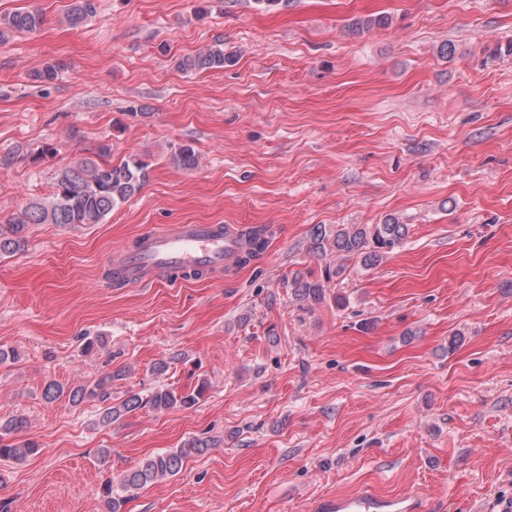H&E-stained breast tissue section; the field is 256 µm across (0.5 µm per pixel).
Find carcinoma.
Masks as SVG:
<instances>
[{
	"label": "carcinoma",
	"mask_w": 512,
	"mask_h": 512,
	"mask_svg": "<svg viewBox=\"0 0 512 512\" xmlns=\"http://www.w3.org/2000/svg\"><path fill=\"white\" fill-rule=\"evenodd\" d=\"M97 12L95 0H71L65 20L72 26L81 24ZM388 24V17H365L350 24L355 34ZM43 14L31 9L0 15V40L14 33H33L43 27ZM232 57L224 55L221 48L208 47L194 55L186 56L178 63L183 71L219 70ZM108 148L102 147L93 157L75 160L59 171L54 192L45 202H33L19 214L0 224V258L9 257L25 248L27 232L33 224H101L117 206L127 202L140 192L147 179V165L133 157L119 165L106 158ZM183 168L198 163L195 150L185 145L173 157ZM409 234V225L389 216L380 224H341L336 229L320 225L311 232V250L319 255L331 253L341 260L328 264L317 277H297L292 281L293 294L305 309H312L326 301L327 289L335 280L343 277L346 261L354 257L365 268L376 266L383 256L398 247ZM267 229L255 228L247 232L239 263L246 265L256 259L266 248ZM121 376L108 372L94 383L78 386L68 393V399L76 404L87 398L103 403L112 399V378ZM204 393V388L178 393L170 388H158L143 398L137 394L128 397L118 407L108 406L101 416L102 423H110L122 412H133L149 406L156 411L171 408H190ZM27 426L25 418L15 416L0 423V459L22 462L38 452L32 441L4 442V437L14 435ZM211 443L207 439L193 438L179 448H171L148 456L135 467L126 471L121 479L120 490L112 483L104 485L103 493L109 512H121L126 502L125 493L141 489L157 480L179 474L185 461L204 454Z\"/></svg>",
	"instance_id": "carcinoma-1"
}]
</instances>
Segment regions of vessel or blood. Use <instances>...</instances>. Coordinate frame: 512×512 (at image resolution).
<instances>
[{"mask_svg": "<svg viewBox=\"0 0 512 512\" xmlns=\"http://www.w3.org/2000/svg\"><path fill=\"white\" fill-rule=\"evenodd\" d=\"M239 236L231 224H174L140 236L108 260L116 276L143 286L169 280L188 269L218 270L233 266ZM315 512H428L418 493L382 496L363 490L347 496L325 497Z\"/></svg>", "mask_w": 512, "mask_h": 512, "instance_id": "vessel-or-blood-1", "label": "vessel or blood"}]
</instances>
